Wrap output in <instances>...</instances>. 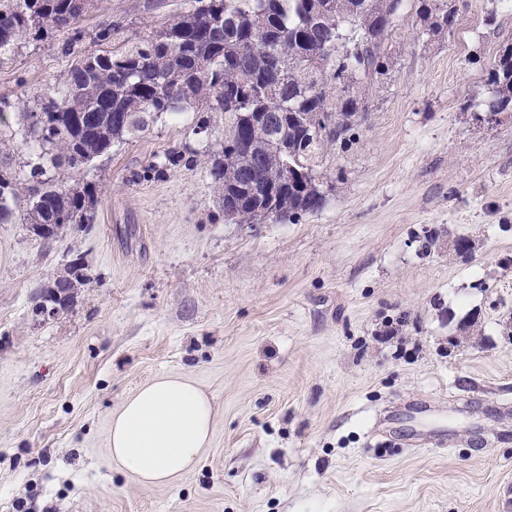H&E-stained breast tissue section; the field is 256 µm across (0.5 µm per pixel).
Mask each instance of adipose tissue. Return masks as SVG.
<instances>
[{
    "instance_id": "1",
    "label": "adipose tissue",
    "mask_w": 512,
    "mask_h": 512,
    "mask_svg": "<svg viewBox=\"0 0 512 512\" xmlns=\"http://www.w3.org/2000/svg\"><path fill=\"white\" fill-rule=\"evenodd\" d=\"M210 398L192 381L156 378L114 413L108 433L113 462L151 485L170 483L196 463L213 431Z\"/></svg>"
}]
</instances>
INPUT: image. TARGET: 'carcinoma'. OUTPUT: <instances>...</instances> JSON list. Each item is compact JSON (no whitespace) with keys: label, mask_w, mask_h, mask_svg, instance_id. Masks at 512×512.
Instances as JSON below:
<instances>
[{"label":"carcinoma","mask_w":512,"mask_h":512,"mask_svg":"<svg viewBox=\"0 0 512 512\" xmlns=\"http://www.w3.org/2000/svg\"><path fill=\"white\" fill-rule=\"evenodd\" d=\"M403 0H187L162 27L121 38L117 18L88 32L73 0H0V55L65 35L72 58L29 100L0 99V224H48L44 241L95 221L99 185L88 179L117 143L165 114L189 109L228 119L221 150L206 161L219 207L234 202L235 224H265L264 190L288 171L280 203L297 220L323 209L333 180L328 151L346 150L369 111L365 87L389 72V39ZM419 19L448 33L458 21L450 0H415ZM90 43L95 49L88 50ZM486 112H512V46L489 73ZM288 146L269 152L268 140ZM28 150L20 169L9 144ZM186 143L155 155L131 180L170 166L197 167Z\"/></svg>","instance_id":"carcinoma-1"}]
</instances>
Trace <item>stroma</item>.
I'll list each match as a JSON object with an SVG mask.
<instances>
[{
	"label": "stroma",
	"mask_w": 512,
	"mask_h": 512,
	"mask_svg": "<svg viewBox=\"0 0 512 512\" xmlns=\"http://www.w3.org/2000/svg\"><path fill=\"white\" fill-rule=\"evenodd\" d=\"M185 3L94 0L80 25L120 16L133 39ZM458 5L430 39L404 0L317 214L224 221L202 165L130 182L169 149L220 148L223 116L194 137L186 112L99 164L95 224L50 242L0 224V512H512V112L475 118L512 11ZM69 64L53 41L19 48L0 98ZM76 259L71 307L34 314ZM161 376L194 381L215 423L196 467L158 487L112 462L108 431Z\"/></svg>",
	"instance_id": "35a3bbf8"
}]
</instances>
